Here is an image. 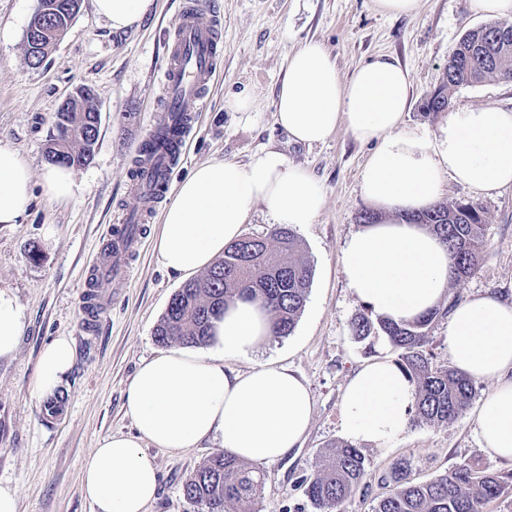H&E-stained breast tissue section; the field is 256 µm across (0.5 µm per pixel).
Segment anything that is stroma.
Masks as SVG:
<instances>
[{
    "mask_svg": "<svg viewBox=\"0 0 512 512\" xmlns=\"http://www.w3.org/2000/svg\"><path fill=\"white\" fill-rule=\"evenodd\" d=\"M222 23L223 51L174 168L181 182L200 163L247 160L267 146L277 147L322 184L326 205L315 223L296 227L298 256L312 269L305 306L293 332L274 337L257 354L235 361L246 370L258 362L288 366L304 378L314 399L311 426L301 446L287 457L262 465L264 484L253 512H316L303 494L318 456L345 444L340 425L342 397L353 371L370 357L393 358L385 341L374 354L350 333L363 304L347 288L341 250L361 223L368 204L359 173L371 147L338 128L322 145L290 143L274 125V102L289 55L308 41L321 42L336 62L341 80L377 56L386 55L409 73L405 122L436 130L442 113H428L424 101L439 87L448 57L460 38L483 24L468 0H420L416 15L390 17L375 0H210ZM184 0H155L138 28L114 31L98 16L92 0H81L66 34L43 65L25 59L24 40L36 0H0V142L9 144L32 171V205L16 224H0V289L10 290L24 313L17 352L0 359V483L15 490L19 512H93L82 488L81 462L105 437L134 435L124 409L127 388L141 363L162 347L154 329L173 294L178 275L156 260L167 200H160L147 225L142 253L124 283L102 281L110 310L95 332L82 327L81 293L111 225L137 206L128 172L138 148L165 110L160 78ZM93 90L101 113L92 161L75 168L77 190L56 203L42 193V154L52 118L77 87ZM249 96L252 109L233 111L230 100ZM451 108L512 109V80L488 78L452 91ZM475 201L483 211L486 256L471 276L450 282L444 306L492 289L512 298V188L474 195L445 182L441 203ZM38 260H30V250ZM70 337L74 365L54 392L65 410L53 422L42 418L43 404L32 398L44 347ZM492 382L475 385L471 408L445 425L408 426L391 447L362 446L368 493H355L342 512H372L386 489L382 475L399 459L412 475L430 480L456 466L479 463L492 473L511 466L484 453L478 444L477 408ZM159 468V488L145 512H203L183 495L185 479L219 447L207 440L169 451L147 445Z\"/></svg>",
    "mask_w": 512,
    "mask_h": 512,
    "instance_id": "obj_1",
    "label": "stroma"
}]
</instances>
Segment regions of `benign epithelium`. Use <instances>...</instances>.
<instances>
[{
	"label": "benign epithelium",
	"instance_id": "1",
	"mask_svg": "<svg viewBox=\"0 0 512 512\" xmlns=\"http://www.w3.org/2000/svg\"><path fill=\"white\" fill-rule=\"evenodd\" d=\"M79 9L77 0H38L26 29L29 39L28 62L37 68L44 62L46 44L57 43ZM94 94L88 87L80 86L61 105L62 112H86Z\"/></svg>",
	"mask_w": 512,
	"mask_h": 512
}]
</instances>
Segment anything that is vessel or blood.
<instances>
[{
	"label": "vessel or blood",
	"mask_w": 512,
	"mask_h": 512,
	"mask_svg": "<svg viewBox=\"0 0 512 512\" xmlns=\"http://www.w3.org/2000/svg\"><path fill=\"white\" fill-rule=\"evenodd\" d=\"M204 13L203 0H189L177 19L162 78L169 108L146 136L147 148L140 151L130 177L143 205L127 214L122 223L113 225L102 260L86 280L81 307L85 328H94L106 312L107 304L96 291L98 282L129 278L144 238V224L152 215L153 205L168 192L176 160L193 129L194 113L188 104L203 99L221 40L218 20L205 19Z\"/></svg>",
	"instance_id": "obj_1"
}]
</instances>
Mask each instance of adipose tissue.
Masks as SVG:
<instances>
[{
	"mask_svg": "<svg viewBox=\"0 0 512 512\" xmlns=\"http://www.w3.org/2000/svg\"><path fill=\"white\" fill-rule=\"evenodd\" d=\"M154 0H93L113 30L136 28ZM408 73L387 56L341 81L318 42L288 57L274 102V123L288 141L313 146L345 127L372 151L360 172L363 198L376 218L344 244L342 271L352 294L374 315L412 320L438 307L450 280L446 247L416 217L436 203L445 180L481 194L512 187V111L476 107L449 111L437 132L406 125ZM32 201L31 172L0 143V224H15ZM263 204L279 223H314L325 205L321 183L269 147L245 161L197 165L164 212L156 260L188 277L208 270L238 240L252 208ZM24 313L0 289V359L13 356ZM212 346L170 350L144 362L126 395L136 434L103 438L84 460L82 484L94 512H145L159 483L153 444L171 451L218 440L238 459L266 464L303 441L314 415L306 381L287 366L259 363L241 371L233 360L255 354L272 336V315L260 300L239 298L213 321ZM448 357L472 381L494 380L478 414L480 447L512 461V299L492 291L455 304L448 318ZM69 337L43 350L31 389L51 394L73 366ZM414 387L387 358L362 365L342 398L341 427L349 441L379 447L407 428Z\"/></svg>",
	"mask_w": 512,
	"mask_h": 512,
	"instance_id": "obj_1",
	"label": "adipose tissue"
}]
</instances>
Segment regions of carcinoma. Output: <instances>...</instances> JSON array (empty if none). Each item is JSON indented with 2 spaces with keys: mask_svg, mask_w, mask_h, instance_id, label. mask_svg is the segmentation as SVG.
Listing matches in <instances>:
<instances>
[{
  "mask_svg": "<svg viewBox=\"0 0 512 512\" xmlns=\"http://www.w3.org/2000/svg\"><path fill=\"white\" fill-rule=\"evenodd\" d=\"M512 22H494L465 35L448 59L443 83L424 104L440 112L449 104L451 90L486 78L512 79V42L497 34ZM100 113L58 112L43 156L66 167L86 165L99 136ZM416 221L427 226L448 248L451 278L474 274L484 253L483 215L470 202L434 204ZM298 240L293 228L283 224L272 239L243 237L224 249L202 276L187 281L173 296L157 325V343L197 346L210 339L211 319L239 295L259 297L273 313V336H288L305 305L311 284L310 266L297 258ZM440 309L412 321L374 320L363 312L351 321V334L363 342L384 339L397 354L395 363L415 386L413 422L448 424L469 408L473 381L459 370L434 368L426 330ZM365 457L352 444L329 449L319 456L317 469L302 480L305 495L319 512H340L342 503L367 488ZM381 481L390 484L374 512H482L512 486V472L490 473L477 464L455 467L430 481L411 477L404 460L394 462ZM263 474L226 451L211 456L183 484L184 497L207 512H251Z\"/></svg>",
  "mask_w": 512,
  "mask_h": 512,
  "instance_id": "obj_1",
  "label": "carcinoma"
}]
</instances>
